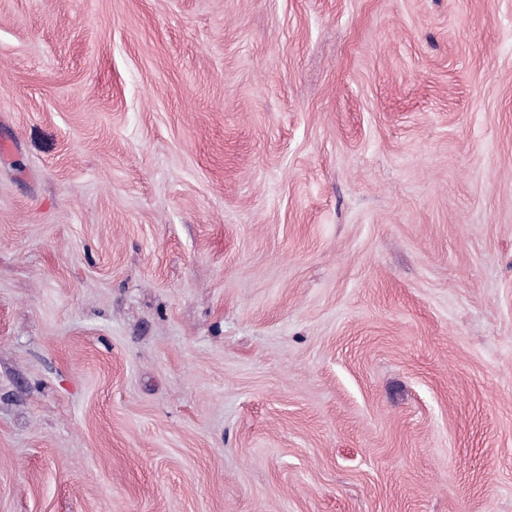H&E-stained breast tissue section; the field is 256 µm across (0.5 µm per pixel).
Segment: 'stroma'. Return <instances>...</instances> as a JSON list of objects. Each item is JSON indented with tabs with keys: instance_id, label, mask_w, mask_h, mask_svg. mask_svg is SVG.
<instances>
[{
	"instance_id": "35a3bbf8",
	"label": "stroma",
	"mask_w": 512,
	"mask_h": 512,
	"mask_svg": "<svg viewBox=\"0 0 512 512\" xmlns=\"http://www.w3.org/2000/svg\"><path fill=\"white\" fill-rule=\"evenodd\" d=\"M0 512H512V0H0Z\"/></svg>"
}]
</instances>
